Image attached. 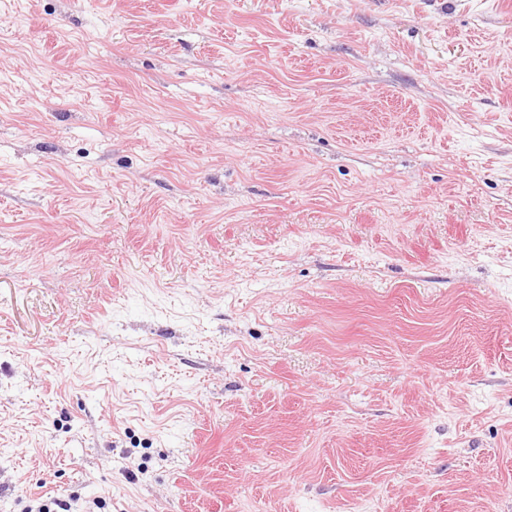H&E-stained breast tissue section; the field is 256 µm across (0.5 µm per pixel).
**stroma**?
Segmentation results:
<instances>
[{
    "instance_id": "obj_1",
    "label": "stroma",
    "mask_w": 512,
    "mask_h": 512,
    "mask_svg": "<svg viewBox=\"0 0 512 512\" xmlns=\"http://www.w3.org/2000/svg\"><path fill=\"white\" fill-rule=\"evenodd\" d=\"M512 512V0H0V512Z\"/></svg>"
}]
</instances>
